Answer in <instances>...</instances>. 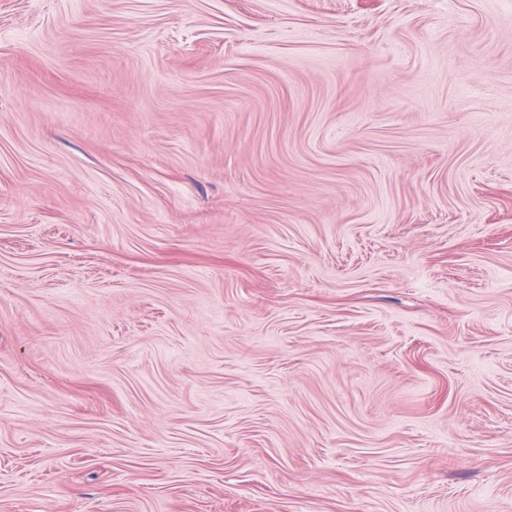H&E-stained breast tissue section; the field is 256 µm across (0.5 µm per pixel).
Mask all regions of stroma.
I'll return each mask as SVG.
<instances>
[{"label":"stroma","instance_id":"obj_1","mask_svg":"<svg viewBox=\"0 0 512 512\" xmlns=\"http://www.w3.org/2000/svg\"><path fill=\"white\" fill-rule=\"evenodd\" d=\"M0 512H512V0H0Z\"/></svg>","mask_w":512,"mask_h":512}]
</instances>
